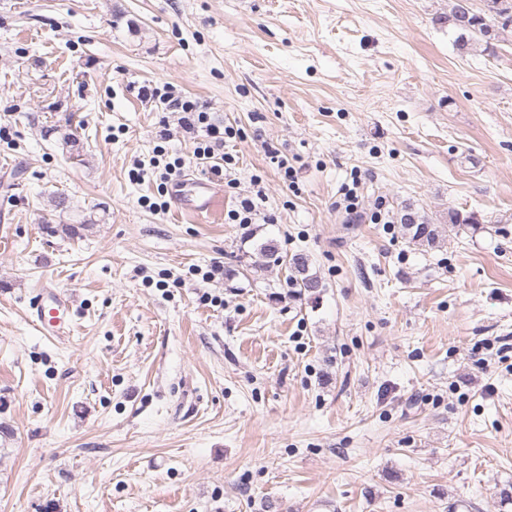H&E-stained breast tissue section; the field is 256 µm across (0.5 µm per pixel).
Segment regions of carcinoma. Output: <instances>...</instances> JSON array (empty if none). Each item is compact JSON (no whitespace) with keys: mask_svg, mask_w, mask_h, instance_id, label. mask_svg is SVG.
I'll use <instances>...</instances> for the list:
<instances>
[{"mask_svg":"<svg viewBox=\"0 0 512 512\" xmlns=\"http://www.w3.org/2000/svg\"><path fill=\"white\" fill-rule=\"evenodd\" d=\"M448 24V29L455 32V44L460 54L464 55L476 46L485 50L494 49V41L498 40V27H506L512 22V0H486V10L477 12L470 0H454L448 14L441 17ZM396 223L409 244L421 247H433L445 235L446 227L459 231L477 228L482 224L481 216L472 211L462 213L457 210L448 211V225L432 223L426 216L409 206L402 207L395 215ZM262 269L285 267L291 273L292 284L300 289V294L318 295L321 288L320 279L308 274V261L303 254L290 257L282 255L277 242L269 240L259 248Z\"/></svg>","mask_w":512,"mask_h":512,"instance_id":"cac0c4a2","label":"carcinoma"}]
</instances>
